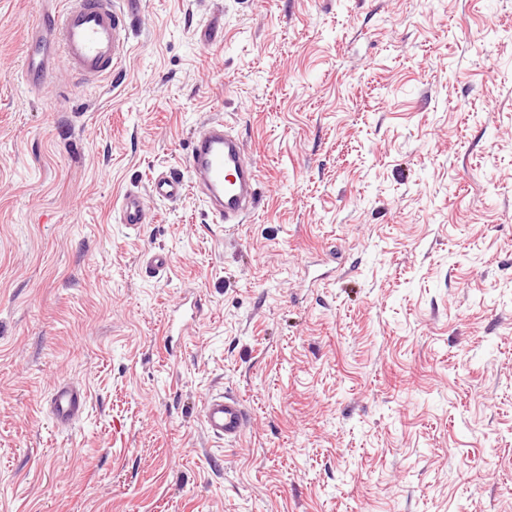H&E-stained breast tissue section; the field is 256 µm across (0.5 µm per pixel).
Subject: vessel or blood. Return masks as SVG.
Segmentation results:
<instances>
[{
    "mask_svg": "<svg viewBox=\"0 0 512 512\" xmlns=\"http://www.w3.org/2000/svg\"><path fill=\"white\" fill-rule=\"evenodd\" d=\"M125 30L123 12L114 0H66L63 9L43 13L26 28L23 61L25 82L48 88L57 59L88 79H97L118 69L123 60L121 38ZM187 168L205 196L214 223L238 224L257 206L258 178L246 159L242 143L232 136L223 121L205 123L193 141ZM186 184L177 175H158L150 185L159 201L180 199ZM120 221L135 228L144 222V201L127 193L120 202ZM87 406V395L79 387L55 385L49 410L57 425L79 420ZM207 433L218 440L239 437L247 421V410L237 396L224 393L208 396L202 408Z\"/></svg>",
    "mask_w": 512,
    "mask_h": 512,
    "instance_id": "1",
    "label": "vessel or blood"
}]
</instances>
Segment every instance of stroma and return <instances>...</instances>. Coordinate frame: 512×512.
<instances>
[{"label":"stroma","instance_id":"obj_1","mask_svg":"<svg viewBox=\"0 0 512 512\" xmlns=\"http://www.w3.org/2000/svg\"><path fill=\"white\" fill-rule=\"evenodd\" d=\"M62 5L0 0V512H512V0H133L111 77L29 89ZM214 117L245 223L121 224ZM120 222L137 228L144 222V201L137 193H126L120 202ZM87 406V395L79 387L61 382L55 385L49 410L51 417L59 426L79 420ZM202 414L207 433L224 441L239 437L247 421L242 399L224 393L208 396L203 403Z\"/></svg>","mask_w":512,"mask_h":512}]
</instances>
